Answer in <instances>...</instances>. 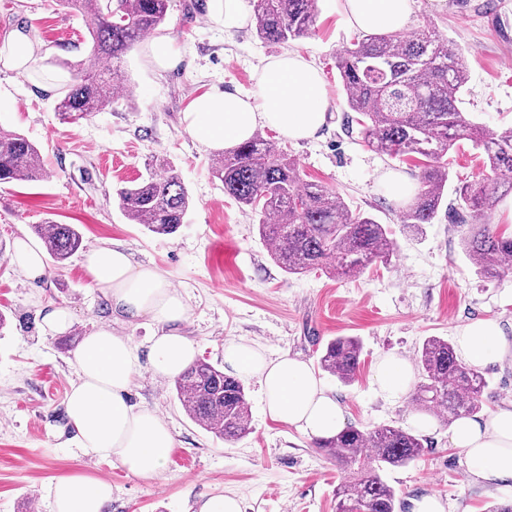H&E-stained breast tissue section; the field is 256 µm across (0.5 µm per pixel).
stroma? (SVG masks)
<instances>
[{
  "instance_id": "obj_1",
  "label": "stroma",
  "mask_w": 512,
  "mask_h": 512,
  "mask_svg": "<svg viewBox=\"0 0 512 512\" xmlns=\"http://www.w3.org/2000/svg\"><path fill=\"white\" fill-rule=\"evenodd\" d=\"M209 0H170L163 33L178 55L159 69L147 46L131 52L123 75L133 88L127 99L76 124L60 120L58 90L48 79L57 60H78L88 49L83 18L56 0H0V40L16 29L43 46L33 77L16 80L0 69V126L19 132L40 148L49 179L0 185V512H48L46 488L57 476L81 472L108 481L107 512H197L207 496L232 495L242 512H336V487L345 474L310 437L273 421L259 386L245 379L251 430L227 442L193 422L182 410L172 380L142 372L132 403L155 411L174 438L162 473L142 479L108 459L83 456L61 445L56 430L66 424L65 401L77 379L75 351L101 325L131 337L140 363H147L156 329L146 318L113 323L111 303L85 275L83 254L65 264L49 263V275L30 285L11 264L16 238L35 240V225H78L86 248L117 243L135 262L159 267L188 305L184 332L197 357L224 363L226 342L243 338L269 356L292 354L316 362L328 340L354 336L362 343L352 384L324 376L343 405L345 421L361 428L385 425L413 430L410 395L388 399L374 384L381 358L415 360L425 338L455 339L458 327L496 320L512 336V279L475 275L462 247L468 230L452 206H443L422 233L403 231L389 176L412 177L408 165L388 159L348 127V108L336 56L359 33L343 0H319L308 36L274 46L261 42L253 23L225 32L209 16ZM434 23L469 59L463 111L470 119L512 128V0H414L406 27ZM289 51L308 57L329 92L327 121L313 138H279L305 181L339 192L352 209L374 215L397 241L390 263L377 262L354 278L322 271L290 275L271 259L256 229L257 216L225 196L212 173L214 152L186 130L183 114L207 90L253 93L265 59ZM167 157L192 199L184 226L157 237L130 223L116 191L147 177L156 157ZM62 305L72 327L43 335L41 306ZM422 456L385 480L398 496V512L411 499L438 496L446 512H486L512 496V487L473 482L464 453L434 424L424 432Z\"/></svg>"
}]
</instances>
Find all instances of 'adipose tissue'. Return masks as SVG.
I'll return each mask as SVG.
<instances>
[{
    "mask_svg": "<svg viewBox=\"0 0 512 512\" xmlns=\"http://www.w3.org/2000/svg\"><path fill=\"white\" fill-rule=\"evenodd\" d=\"M412 0H344L353 25L364 31H403ZM38 51L29 33L10 32L0 43V67L27 76ZM328 91L319 71L302 54L288 52L266 59L254 93L210 90L196 95L184 114L187 131L213 149H232L269 126L291 140L308 139L325 125ZM92 284L112 305L114 319L134 323L150 317L158 326L148 354L154 376L173 378L194 359L196 348L182 324L188 308L158 267L135 264L122 245H102L84 257ZM460 356L485 368L512 356V337L492 319L477 320L457 331ZM78 379L66 401L70 440L83 456L111 459L130 474L158 476L173 446L169 427L151 410L138 408L128 393L140 374L130 337L102 327L87 336L74 354ZM224 363L255 378L264 409L274 421L323 439L344 426L343 408L304 359L288 354L271 359L250 343L224 346ZM413 379L410 362L389 355L375 370L380 394L394 398ZM450 443L460 448L471 477L487 485L512 483V404L484 418L463 417L450 423ZM50 512H105L112 499L107 481L71 473L54 478L47 489Z\"/></svg>",
    "mask_w": 512,
    "mask_h": 512,
    "instance_id": "obj_1",
    "label": "adipose tissue"
}]
</instances>
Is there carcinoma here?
Wrapping results in <instances>:
<instances>
[{"mask_svg": "<svg viewBox=\"0 0 512 512\" xmlns=\"http://www.w3.org/2000/svg\"><path fill=\"white\" fill-rule=\"evenodd\" d=\"M79 13L91 38L87 55L60 59L69 81L58 103L71 123L87 120L122 97L118 81L124 58L144 38L162 31L169 0H57ZM318 0H251L256 36L285 44L314 29ZM336 68L351 121L376 151L392 160L417 161L419 191L402 207L404 227L430 224L448 198V153L469 141L482 151L497 178L454 187L459 222H477L464 238V252L475 273L512 278V233L484 223L512 194V129H494L462 112L469 61L431 23L407 37L399 32L368 33L339 52ZM164 173L118 192L124 216L156 236H172L185 224L191 206L178 173L165 159ZM224 195L259 216L257 230L272 259L288 274L326 269L355 276L369 265L388 262L396 241L387 225L353 211L343 196L319 183L305 182L298 163L275 142L256 132L238 147L213 158ZM46 169L40 149L22 135L0 127V184L41 181ZM35 234L51 258L63 264L84 248L73 224L35 225ZM360 340L338 336L320 352L322 371L348 385L360 364ZM419 382L412 402L419 411L449 424L481 410L488 387L483 372L463 363L447 339L424 340L416 357ZM176 397L192 421L226 441L250 430L245 387L219 367L196 361L174 379ZM336 459L348 479L336 489L337 512H397L395 489L384 473L404 467L424 451V439L408 430L382 426L364 430L347 425L335 436L314 441Z\"/></svg>", "mask_w": 512, "mask_h": 512, "instance_id": "obj_1", "label": "carcinoma"}]
</instances>
